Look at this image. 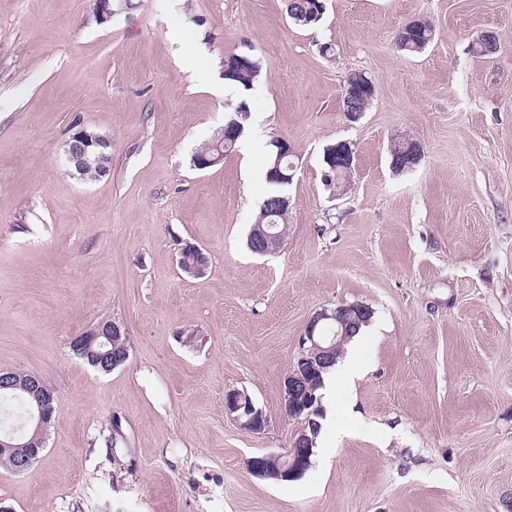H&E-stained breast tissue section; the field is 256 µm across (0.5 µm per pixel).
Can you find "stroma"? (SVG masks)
Segmentation results:
<instances>
[{
  "label": "stroma",
  "mask_w": 512,
  "mask_h": 512,
  "mask_svg": "<svg viewBox=\"0 0 512 512\" xmlns=\"http://www.w3.org/2000/svg\"><path fill=\"white\" fill-rule=\"evenodd\" d=\"M99 22L95 0H0V370L57 397L45 449L0 466L11 512H512V0H325L317 25L286 0H138ZM421 18L426 50L395 48ZM499 50L472 51L482 32ZM252 57L248 93L224 59ZM208 70L206 86L195 70ZM375 88L354 123L345 74ZM247 99L234 151L194 152ZM112 139L96 181L66 163L79 129ZM286 140L296 172L280 249L247 237ZM422 150L390 166L394 140ZM348 142L344 192L324 180ZM191 243L201 276L179 267ZM371 310L369 365L324 392L326 448L298 480L252 457L289 448L283 382L309 319ZM124 325L127 362L89 366L72 340ZM231 390L264 431L224 409ZM334 147V152L326 151L325 153V162L329 165V171L328 168H326L325 176H330L331 172H336V181L340 172H342L344 174L343 179H346L353 165L352 149L349 144L344 141L336 143ZM331 176H334V174L331 173ZM336 185H339L338 181H336ZM224 409L243 429L250 432L259 433L267 425V418L262 409L258 408L244 391H228L224 397Z\"/></svg>",
  "instance_id": "1"
}]
</instances>
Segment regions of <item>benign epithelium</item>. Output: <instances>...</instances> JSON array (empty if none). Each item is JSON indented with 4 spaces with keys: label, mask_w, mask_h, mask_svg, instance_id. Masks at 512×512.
<instances>
[{
    "label": "benign epithelium",
    "mask_w": 512,
    "mask_h": 512,
    "mask_svg": "<svg viewBox=\"0 0 512 512\" xmlns=\"http://www.w3.org/2000/svg\"><path fill=\"white\" fill-rule=\"evenodd\" d=\"M97 0V16L106 21L118 13H131L137 8L133 0ZM271 144L276 146L275 162L272 173L278 180L291 182L296 166L292 163L282 165L285 158L291 155L288 142L274 139ZM101 146H112V139L87 129L76 131L66 143L65 153L69 165L81 172L86 180H97L105 174V170L97 164L96 150ZM421 159L420 146L411 141L407 145V156L401 162L394 163V168L404 170L414 167ZM325 162L329 171L349 175L353 165V152L349 144L340 141L335 150L325 153ZM250 238L252 247L261 255L273 253L279 247L277 234L270 231L266 224L253 225ZM364 308L338 306L333 310L324 309L312 316L308 322L302 345L304 351L284 381L285 408L290 417H299L300 409L297 401L302 399V392L307 390L305 374L336 362L342 355L344 345L350 340L349 331L363 317ZM125 335L121 324L112 320H103L89 333L73 340V348L88 363L100 371L109 372L117 367L128 356V351H117L112 348V340ZM28 396L27 427L34 430L33 436L43 438L44 431L53 415V391L35 374L21 378L14 371H0V394L15 396L17 393ZM224 410L239 422L240 426L253 433L263 431L267 418L262 409L258 408L252 398L245 392L231 390L225 394ZM314 444V437L303 430L294 439L291 448L283 453H265L254 456L248 461L251 475L263 479H297L309 468L308 451Z\"/></svg>",
    "instance_id": "benign-epithelium-1"
}]
</instances>
